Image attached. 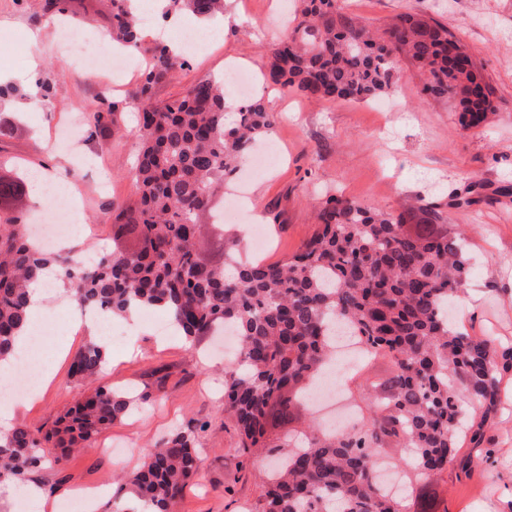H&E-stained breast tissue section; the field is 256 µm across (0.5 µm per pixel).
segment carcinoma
<instances>
[{
	"label": "carcinoma",
	"instance_id": "cac0c4a2",
	"mask_svg": "<svg viewBox=\"0 0 512 512\" xmlns=\"http://www.w3.org/2000/svg\"><path fill=\"white\" fill-rule=\"evenodd\" d=\"M165 2L170 12L202 18L224 13V0ZM299 2L301 20L274 45L266 83L309 99L364 102L394 90L405 58L425 75V95L455 102L464 128L496 110L494 88L475 55L445 24L401 14L376 37L343 12L341 0ZM139 32L130 0H112V36L136 47ZM184 66L168 45L156 46L130 98L94 115V126L119 133L123 110L138 111L141 148L132 173L138 200L112 204V216L113 234L136 239L139 249L86 265L73 247L48 254L34 246L23 211L0 216V362L16 354L32 282L53 271L69 285L75 306L113 317L160 308L190 343L230 327L239 352L224 365L225 418L243 452L263 448L282 460L251 512H403L378 480L382 450L412 449L410 465L422 480L450 466L470 472L478 460L460 453V441L482 440L501 401L500 371L512 367V351L448 320V303L470 275L465 237L430 226L440 219L432 207L425 209L429 226L411 229L401 213L328 195L315 232L292 257L243 258V236L233 234L222 238V263L203 261L201 217L276 117L253 99L226 123L224 83L215 80L194 84L180 99L153 101L154 87ZM23 190L22 182L0 176V203ZM338 323L392 367L385 380L369 384L368 422L332 437L313 435L305 448L271 439L296 419L334 349L328 336ZM105 365V345L92 341L76 352L70 372L94 381ZM158 394L97 385L43 434L26 427L0 432V478H23L43 463L46 448L63 462ZM197 438L196 428H179L147 451L143 467L126 480L138 503L170 512L199 475Z\"/></svg>",
	"mask_w": 512,
	"mask_h": 512
}]
</instances>
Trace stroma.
I'll use <instances>...</instances> for the list:
<instances>
[{"label": "stroma", "instance_id": "obj_1", "mask_svg": "<svg viewBox=\"0 0 512 512\" xmlns=\"http://www.w3.org/2000/svg\"><path fill=\"white\" fill-rule=\"evenodd\" d=\"M43 4L44 0H0V73L14 89L0 102V113H14L24 127L16 138L0 143V168L27 173L41 162L59 170L81 164L85 176L72 187L82 200L79 223L98 229L84 243L92 259L113 248L109 203L136 198L131 170L139 146L137 113L126 109L123 135L96 130L77 156L54 144V135L69 119L90 120L108 103L125 99L136 88L156 41L143 38L131 53L134 73L85 70L60 52ZM63 4L75 39L110 32L112 0ZM342 5L348 14L377 28L403 13L447 24L477 56L485 80L495 90L496 110L488 122L463 128L451 101L423 96L424 78L406 60L400 63L397 88L388 95V112L373 102L315 101L290 90L275 92L265 104L277 117L268 137L277 155L250 184V203L268 223L265 256L271 262L282 260L300 247L315 228V206L328 189L418 220L423 217L422 204L430 203L467 241L470 277L454 298L458 324L471 335L493 339L500 350L511 351L512 195L458 206L448 191L464 187L473 175L493 188L512 183V0H343ZM282 16L281 0H227L205 49L156 86V100L177 99L199 80L223 77L225 61L231 57L263 74ZM33 60L41 80L50 85V94L43 99L36 97L25 77ZM36 99L42 111H30L29 104ZM61 296V291H54L44 307L58 319L56 346L32 351L49 377L37 395H15V425L47 429L85 390L70 375L69 365L89 335L71 330ZM211 345L205 339L190 347L181 337L158 335L142 322L112 344V364L101 384L141 388L160 382L161 396L114 422L93 445L67 461L27 474V482L55 485L48 512H58L78 491L113 483L116 475L138 469L156 440L173 426L191 423L205 427L199 435L198 483L186 490L173 512H246L261 495L273 459L251 457L240 449L238 435L224 417L225 359L212 355ZM389 369L387 360L357 356L354 365L341 372L342 397L365 407L364 377H383ZM500 388L499 410L471 474L452 468L437 483L422 486L414 482L408 460L383 452V460L403 472L406 505L427 496L438 502L441 512H512V368L502 371ZM129 440L137 447L128 453L123 445ZM103 444L112 445L111 454L100 452Z\"/></svg>", "mask_w": 512, "mask_h": 512}]
</instances>
